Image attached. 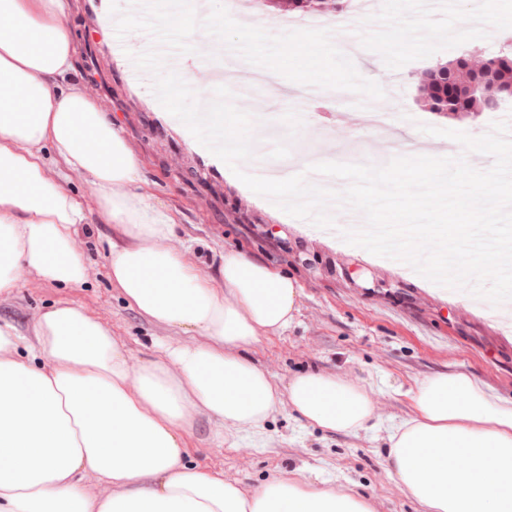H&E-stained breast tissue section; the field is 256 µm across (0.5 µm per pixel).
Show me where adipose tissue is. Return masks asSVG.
<instances>
[{"instance_id": "1", "label": "adipose tissue", "mask_w": 512, "mask_h": 512, "mask_svg": "<svg viewBox=\"0 0 512 512\" xmlns=\"http://www.w3.org/2000/svg\"><path fill=\"white\" fill-rule=\"evenodd\" d=\"M75 52L66 0H0V294L24 266L63 287L86 279L72 246L86 216L52 176L62 166L87 177L115 231L107 265L124 300L203 341L158 345L134 370L79 307L55 304L29 337L0 323V512H373L309 478L248 494L184 463L185 424L200 409L221 432L260 435L285 401L308 426L354 433L373 405L364 385L318 370L279 387L247 357L293 322L298 283L234 249L216 281L170 247L175 220L136 200L140 164L74 80ZM409 395L387 464L420 512H512V400L464 371L429 376ZM87 470L113 494L84 495Z\"/></svg>"}]
</instances>
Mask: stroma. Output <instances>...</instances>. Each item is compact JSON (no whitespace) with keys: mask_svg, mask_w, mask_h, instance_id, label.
<instances>
[{"mask_svg":"<svg viewBox=\"0 0 512 512\" xmlns=\"http://www.w3.org/2000/svg\"><path fill=\"white\" fill-rule=\"evenodd\" d=\"M383 9L381 17L357 22L360 49L352 61L362 77L395 89L393 97L374 101V109L410 115L412 123L393 124L389 139H381L350 97L337 106L333 124L322 126L295 107L292 96L300 92L299 84L284 79L250 85L240 78L229 85L232 101L255 119L254 157L243 162V170L272 164L284 175L315 153L337 162L383 165L420 151L462 155L476 169L491 168L492 156L465 153L457 142L422 133L420 127L477 136L489 124L512 122V108L442 120L417 102V85L436 63L462 52L481 59L512 42V0H451L446 14L420 10L417 0H384ZM102 10L100 0H69L75 68L141 165L139 198L174 215L172 247L214 279L228 248L292 276L300 286L293 323L252 345L250 359L283 384L312 369L361 383L375 407L372 427L353 434L308 428L283 404L263 437L242 432L225 440L198 412L184 432L185 463L223 475L247 493L274 478L315 473L326 487L369 498L375 512H417L386 462L389 432L412 413L409 389L435 373L459 369L512 400V328L485 309L466 305L455 290L434 292L433 282L416 277L402 262L323 237L309 221L286 214L272 201L254 199L229 167L214 164L211 152L184 136L182 123L153 95L149 72L130 79L123 60L149 42V34L117 37L101 21ZM233 13L240 23L273 35L286 32L292 18L264 0H235ZM414 27L425 32L424 42L408 39L406 32ZM61 179L87 212L73 248L83 257L88 278L83 285L60 288L20 269L17 288L0 296V320L26 330L56 303H73L111 330L134 369L155 359L156 342L200 343L198 334L150 323L124 302L107 276L112 227L100 222L91 185L66 170Z\"/></svg>","mask_w":512,"mask_h":512,"instance_id":"1","label":"stroma"}]
</instances>
